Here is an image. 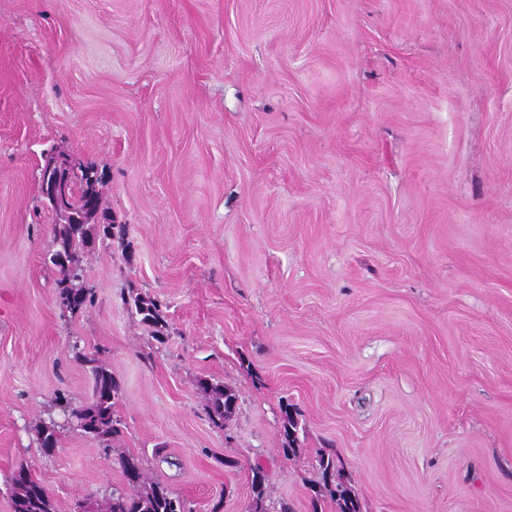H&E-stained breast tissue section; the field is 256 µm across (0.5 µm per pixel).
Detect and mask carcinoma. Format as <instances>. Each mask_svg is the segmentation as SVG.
Returning <instances> with one entry per match:
<instances>
[{"label":"carcinoma","mask_w":512,"mask_h":512,"mask_svg":"<svg viewBox=\"0 0 512 512\" xmlns=\"http://www.w3.org/2000/svg\"><path fill=\"white\" fill-rule=\"evenodd\" d=\"M101 181H78L74 183V213L82 215L89 203L99 208L103 220L93 224H63L58 213H53V241L55 250L65 256V261L57 264L59 278L56 290L65 293L69 299L68 313L77 315L94 301V291L85 283L84 269L79 265L78 255L92 249L95 240L105 241L125 235V226L112 223V217L102 207L103 196ZM130 305L134 307L141 320L153 327V338L165 339L167 321L158 301L145 298L139 294L131 297ZM84 362L89 365L92 380V394L88 402L76 406L65 393L55 396L56 406L62 414L71 418L78 429L88 437L99 440L113 437L120 433L121 420L115 416L114 408L121 397V387L112 373L95 356H87ZM200 388L209 393V417L218 427H224V420L235 411L236 393L226 387L214 385L207 380H199ZM283 453L287 456L297 453L299 437L298 422L294 417V406L282 404ZM39 447L49 454L57 447L58 438L55 425L44 426L38 432ZM120 466L126 482V489L112 492L107 512H186L184 502L173 494L169 487L161 482L148 483V477L142 461L135 455H127L120 460ZM264 471L257 467L253 470L251 482L252 498L250 512H264L265 498ZM318 490L311 496L312 512H321L322 502L328 498L335 502L337 512H360L359 503L351 488L343 481L341 460L334 449H326L318 458ZM13 512H53L49 494L43 485L35 481L29 471L19 468L13 478Z\"/></svg>","instance_id":"carcinoma-1"}]
</instances>
